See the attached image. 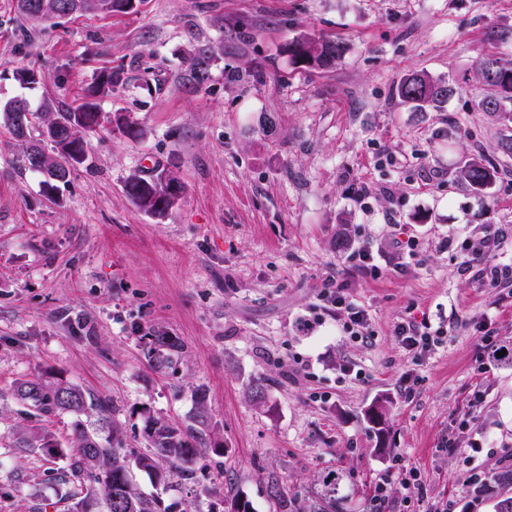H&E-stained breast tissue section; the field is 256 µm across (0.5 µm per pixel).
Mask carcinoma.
<instances>
[{
    "mask_svg": "<svg viewBox=\"0 0 512 512\" xmlns=\"http://www.w3.org/2000/svg\"><path fill=\"white\" fill-rule=\"evenodd\" d=\"M96 0H17L20 14L32 24L38 25L49 20L45 7L57 10L71 5L72 13L95 11ZM344 51L335 41L324 43L322 39L301 36L288 45V53L295 62L313 69H328ZM215 61L214 46L205 43L194 48L188 58V87L199 88L210 79L212 62ZM481 72V93L479 105L493 104V111L502 118L512 120V63L506 65L493 55L486 57L479 65ZM120 76L105 67L97 75L92 96H104L111 92ZM456 93L453 86L442 80L426 75L411 74L396 85L397 96L417 109L435 106L448 101ZM31 111L27 101L13 100L0 105V125L7 127L15 138H20L16 124L17 113ZM37 112L53 113L46 125L59 124L62 131H71L73 141L78 144L81 160L87 161L83 146V134L101 126L102 115L94 102H84L77 107L62 108L50 98L41 101ZM24 169L45 175L41 181L43 190L52 195L60 189L52 184L51 172L60 171L62 177L71 176L72 169L55 154L54 148L41 139L27 135V145L22 151ZM499 173V167L481 157L469 160L461 170L462 178L474 189L481 190L490 185ZM17 397L28 403L38 413L68 415L77 455L74 472L82 474L88 481L86 493L75 499L71 512H162L160 500L147 497L139 492L134 482L135 472H145L164 482L161 462L187 464L194 459L205 436L212 432L211 423L203 410L193 417L196 426L178 427L161 417L150 416L143 429L147 451L132 455L124 448L118 435L101 438L99 429L86 424L83 417L96 414L98 422L107 421L108 403L76 383L50 381L44 378L22 380L16 386ZM16 440L29 448H44L50 454H59L61 449L53 442L52 435L45 429L24 427L15 433ZM316 512H340L336 478H326L316 492Z\"/></svg>",
    "mask_w": 512,
    "mask_h": 512,
    "instance_id": "carcinoma-1",
    "label": "carcinoma"
}]
</instances>
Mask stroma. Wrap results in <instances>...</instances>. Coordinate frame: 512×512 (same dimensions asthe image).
<instances>
[{"label": "stroma", "mask_w": 512, "mask_h": 512, "mask_svg": "<svg viewBox=\"0 0 512 512\" xmlns=\"http://www.w3.org/2000/svg\"><path fill=\"white\" fill-rule=\"evenodd\" d=\"M302 35L344 52L329 69L303 68L288 54ZM209 41L224 56L188 90L184 56ZM489 55L512 60V0H143L133 13L37 27L0 0V105L74 107L103 67L122 71L98 100L101 127L84 136L86 164L55 197L0 127V512H67L58 491L81 488L69 417L36 415L14 394L37 377L108 399L132 452L146 449L147 416L186 425L205 406L215 431L187 475L162 490L135 475L170 512L190 501L224 512L235 497L252 512H288L331 474L343 512H369L380 483L391 512L443 500L494 512L469 487L466 453L481 443L488 472L512 448V368L479 370L475 325L491 322L512 349V295L461 273L443 247L478 244L483 225L498 224L497 260L512 263V123L479 106ZM23 68L44 83L22 87ZM411 73L456 92L412 111L395 94ZM124 119L139 138L118 130ZM480 156L499 174L477 191L460 171ZM160 172L183 192L155 217L125 184ZM411 236L413 256L399 246ZM359 249L381 276L351 269ZM331 277L366 312L365 338L321 301ZM409 317L445 331L424 357L393 334ZM162 335L180 348L156 352ZM348 366L361 377L342 378ZM415 374L423 382L405 394ZM377 403L388 411L382 438L365 419ZM22 426L49 429L63 454L20 447ZM404 468L422 490L406 487Z\"/></svg>", "instance_id": "obj_1"}]
</instances>
